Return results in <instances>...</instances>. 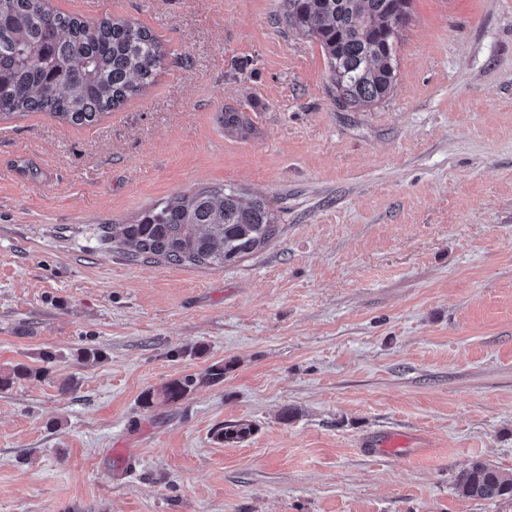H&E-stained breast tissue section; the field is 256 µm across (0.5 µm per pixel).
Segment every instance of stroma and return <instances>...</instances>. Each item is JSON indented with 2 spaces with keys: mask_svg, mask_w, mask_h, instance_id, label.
Wrapping results in <instances>:
<instances>
[{
  "mask_svg": "<svg viewBox=\"0 0 512 512\" xmlns=\"http://www.w3.org/2000/svg\"><path fill=\"white\" fill-rule=\"evenodd\" d=\"M45 2L166 58L93 125L0 120V372L47 369L0 390V512H512L456 491L475 461L512 476V0H410L358 112L281 0ZM222 185L277 215L237 262L99 239ZM393 429L399 454L366 448ZM227 370L224 364L215 363L209 366L204 376L197 377L195 374H186L181 377L175 378L165 384L160 391L156 393L147 390L141 395V405L144 407H150L156 398L165 400L168 403H178L183 400L195 387L202 383L207 382L211 384L220 383L224 380V373Z\"/></svg>",
  "mask_w": 512,
  "mask_h": 512,
  "instance_id": "35a3bbf8",
  "label": "stroma"
}]
</instances>
